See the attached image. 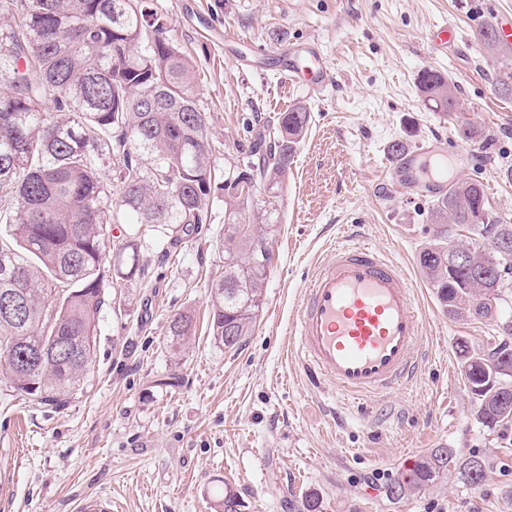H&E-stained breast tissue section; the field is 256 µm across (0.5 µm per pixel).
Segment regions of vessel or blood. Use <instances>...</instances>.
<instances>
[{"instance_id":"obj_1","label":"vessel or blood","mask_w":512,"mask_h":512,"mask_svg":"<svg viewBox=\"0 0 512 512\" xmlns=\"http://www.w3.org/2000/svg\"><path fill=\"white\" fill-rule=\"evenodd\" d=\"M279 74L311 92L329 81L315 47L289 45L274 52ZM447 139L410 148L394 161L397 173L425 169L428 198L448 193ZM422 321L406 269L366 243H340L323 257L304 290L289 349L309 383L357 401L371 402L413 379Z\"/></svg>"}]
</instances>
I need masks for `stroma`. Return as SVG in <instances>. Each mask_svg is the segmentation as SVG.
Returning a JSON list of instances; mask_svg holds the SVG:
<instances>
[{
  "mask_svg": "<svg viewBox=\"0 0 512 512\" xmlns=\"http://www.w3.org/2000/svg\"><path fill=\"white\" fill-rule=\"evenodd\" d=\"M166 35L194 66L216 175L240 159L256 118L276 120L297 102L311 121L272 200L279 231L255 329L227 350L208 333L212 282L224 271V203L210 223L173 240L147 236L142 278L119 282L100 318L91 372L55 409L0 383V512H73L76 499L111 498L112 512H214L232 487L242 512H512V426L489 431L461 376L456 344L486 346L512 321V292L491 316L452 319L419 263L431 239V202L392 180L389 144L409 147L468 121L477 140L452 138L455 180L484 183L494 211L512 216V97L493 94V62L474 39L512 0H152ZM455 20L460 39L432 52L430 31ZM242 37L259 61L224 51ZM312 44L331 81L314 96L282 83L268 51ZM457 82L466 109L435 112L418 94L421 71ZM365 240L405 267L423 315L424 364L386 398L390 421L346 414L313 388L287 353L302 288L341 237ZM193 314L180 354L170 317ZM436 448L484 456L472 486L456 471L403 498L390 484Z\"/></svg>",
  "mask_w": 512,
  "mask_h": 512,
  "instance_id": "35a3bbf8",
  "label": "stroma"
}]
</instances>
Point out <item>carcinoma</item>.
<instances>
[{
	"label": "carcinoma",
	"instance_id": "cac0c4a2",
	"mask_svg": "<svg viewBox=\"0 0 512 512\" xmlns=\"http://www.w3.org/2000/svg\"><path fill=\"white\" fill-rule=\"evenodd\" d=\"M150 0H0V373L14 390L43 404H62L88 373L101 314L114 279L139 271L143 246L130 233L112 269L105 268L114 224H152L185 235L210 223V199L224 191V273L212 282L209 335L234 349L252 334L262 288L273 264L269 240L278 219L263 209L249 221L257 195L273 197L292 164L311 115L302 104L258 125L244 162L213 178L206 115L193 94L194 67L163 37ZM493 62L512 52L493 27L474 34ZM423 101L440 112L466 111L458 85L437 70L417 82ZM512 96V72L493 78ZM436 225L419 253L443 311L485 318L476 303L512 282V224L491 209L484 184L459 181L432 205ZM470 253L488 272L478 281L455 266L448 250ZM498 344L477 352L457 344L460 372L491 431L512 425V325ZM188 314L171 318L167 336L179 349L193 335ZM41 353L33 368L23 355ZM453 468L471 485L487 476L485 460L436 448L401 473V497ZM227 487L215 512H240Z\"/></svg>",
	"mask_w": 512,
	"mask_h": 512
}]
</instances>
